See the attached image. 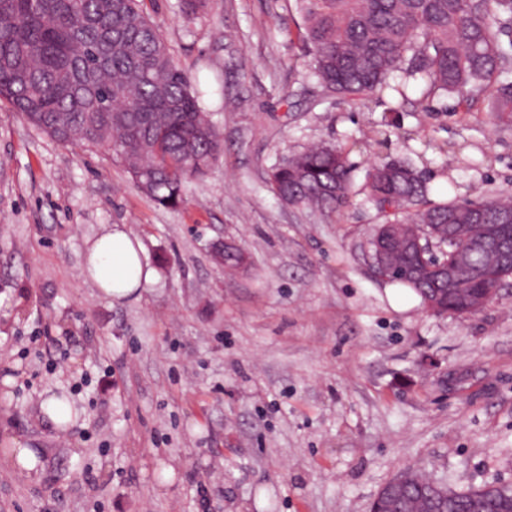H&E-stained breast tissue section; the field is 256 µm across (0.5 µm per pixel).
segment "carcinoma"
Here are the masks:
<instances>
[{
    "label": "carcinoma",
    "mask_w": 512,
    "mask_h": 512,
    "mask_svg": "<svg viewBox=\"0 0 512 512\" xmlns=\"http://www.w3.org/2000/svg\"><path fill=\"white\" fill-rule=\"evenodd\" d=\"M141 0H0V102L61 144L108 148L120 156L158 204L176 207L185 184L200 181L224 148L222 133L201 111L191 79L170 55ZM210 0H180L193 21ZM300 37L325 90L363 101L389 88L397 72L430 94L481 99L512 124V0H297ZM268 184L291 206L338 212L351 198L350 166L341 147L318 145L282 157ZM384 217L386 278L425 307L461 311L471 283L453 293L417 278L420 258L408 243L426 228L448 242V225L472 239L485 224L512 214V196L429 203V187L408 159L375 165L366 182ZM512 512V486L453 490L408 472L400 476L404 512Z\"/></svg>",
    "instance_id": "cac0c4a2"
}]
</instances>
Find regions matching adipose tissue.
I'll return each mask as SVG.
<instances>
[{"mask_svg":"<svg viewBox=\"0 0 512 512\" xmlns=\"http://www.w3.org/2000/svg\"><path fill=\"white\" fill-rule=\"evenodd\" d=\"M83 270L104 298L116 302L138 299L157 281V272L141 243L119 227L91 242Z\"/></svg>","mask_w":512,"mask_h":512,"instance_id":"obj_1","label":"adipose tissue"}]
</instances>
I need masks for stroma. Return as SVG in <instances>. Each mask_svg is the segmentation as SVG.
Segmentation results:
<instances>
[{
	"label": "stroma",
	"instance_id": "stroma-1",
	"mask_svg": "<svg viewBox=\"0 0 512 512\" xmlns=\"http://www.w3.org/2000/svg\"><path fill=\"white\" fill-rule=\"evenodd\" d=\"M224 152L176 208L105 150L58 144L0 103V512H370L412 470L461 490L512 484V278L480 312L400 309L375 277L368 171L410 157L432 201L512 194V126L409 84L324 91L296 0H142ZM344 148L341 213L282 204L284 151ZM119 225L160 280L111 304L82 273ZM239 245L226 273L212 246ZM79 417L57 430L41 403ZM35 450V469L6 454Z\"/></svg>",
	"mask_w": 512,
	"mask_h": 512
}]
</instances>
